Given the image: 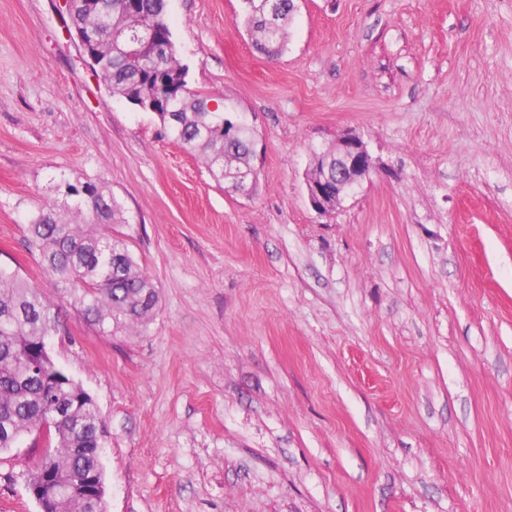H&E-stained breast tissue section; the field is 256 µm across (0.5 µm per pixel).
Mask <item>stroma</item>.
Masks as SVG:
<instances>
[{"label": "stroma", "instance_id": "35a3bbf8", "mask_svg": "<svg viewBox=\"0 0 512 512\" xmlns=\"http://www.w3.org/2000/svg\"><path fill=\"white\" fill-rule=\"evenodd\" d=\"M269 58L241 0H167L191 86L253 130L227 192L114 96L61 0H0V267L55 291L25 222L62 178L110 188L160 293L50 341L105 424L106 512H512V0H296ZM369 176L311 207L343 132ZM33 436L0 512H40Z\"/></svg>", "mask_w": 512, "mask_h": 512}]
</instances>
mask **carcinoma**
<instances>
[{
    "label": "carcinoma",
    "mask_w": 512,
    "mask_h": 512,
    "mask_svg": "<svg viewBox=\"0 0 512 512\" xmlns=\"http://www.w3.org/2000/svg\"><path fill=\"white\" fill-rule=\"evenodd\" d=\"M99 17L112 19V51L99 74L112 93L126 98H162L164 134L197 154L211 177L229 192L251 190L252 135L245 123L224 129V112L192 88L176 90L187 73L166 18V0H100ZM277 20L268 18L269 0H243L242 22L254 47L275 57L284 48L292 0H281ZM59 206L49 203L26 224L28 249L49 275L58 302L17 273L0 267V453L18 446L49 418V448L26 474L44 512H105L99 492L102 422L96 403L60 370L45 344L61 331L58 303L65 302L99 332L133 333L156 313L159 293L112 225L125 224L122 203L112 191L80 179L64 181Z\"/></svg>",
    "instance_id": "1"
}]
</instances>
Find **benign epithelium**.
<instances>
[{
	"mask_svg": "<svg viewBox=\"0 0 512 512\" xmlns=\"http://www.w3.org/2000/svg\"><path fill=\"white\" fill-rule=\"evenodd\" d=\"M74 32L92 65L99 67L105 52V42L101 40L98 28L86 24L74 28ZM335 150L336 171H326L317 177L310 176L306 182L309 201L321 215L331 212V195H336V202H341L353 187L369 174L373 166L366 145L356 135L346 133L339 136Z\"/></svg>",
	"mask_w": 512,
	"mask_h": 512,
	"instance_id": "7a95c632",
	"label": "benign epithelium"
}]
</instances>
